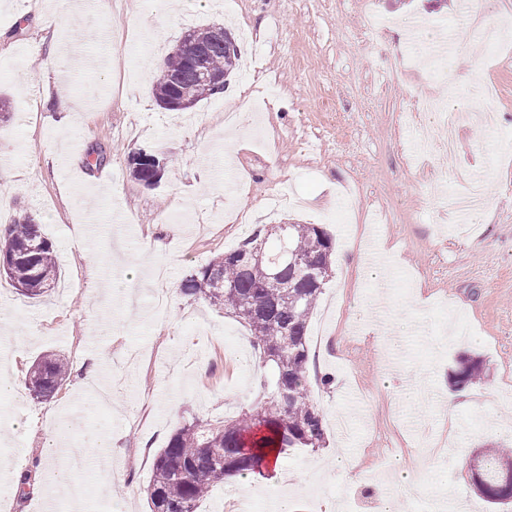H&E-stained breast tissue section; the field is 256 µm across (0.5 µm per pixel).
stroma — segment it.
Masks as SVG:
<instances>
[{"label": "stroma", "instance_id": "obj_1", "mask_svg": "<svg viewBox=\"0 0 512 512\" xmlns=\"http://www.w3.org/2000/svg\"><path fill=\"white\" fill-rule=\"evenodd\" d=\"M0 0V229L30 214L56 251V288L31 299L0 277V361L18 378L43 355L70 374L53 398L19 387L0 400V489L10 512H37L58 457L45 444L57 419L78 420L71 440L112 434L123 446L112 474L81 472L88 512H150L146 489L156 453L192 419L254 408L267 374L250 332L200 297L172 294L156 311L148 272L181 282L191 269L269 224H318L337 259L308 328L311 393L324 419L328 460L294 448L278 467L213 484L198 512H255L287 493L292 512H391L388 488L353 478L349 465L422 476L436 512L446 488L488 512L466 464L489 447L512 448V154L478 123L458 127L457 151L435 144L440 119L420 113L426 97L465 108L494 86L496 123L512 130V35L486 49L460 43L421 67L419 40L439 39L461 20L456 0H143L122 21L98 0L58 12L43 0ZM216 24L254 31L259 79L233 76L253 118L234 154L224 142L226 94L186 112L161 109L152 60L185 31ZM68 49L62 66L49 41ZM68 110L71 125L51 114ZM164 154L160 183L131 178L129 153ZM112 174L100 182V169ZM483 174L488 205L458 228L446 204L456 171ZM128 225L114 234L113 225ZM29 335L19 337L12 319ZM478 354L486 376L474 405L449 413L448 371ZM98 366L109 402L78 386ZM335 378L324 387L322 374ZM437 443L434 461L395 452Z\"/></svg>", "mask_w": 512, "mask_h": 512}]
</instances>
